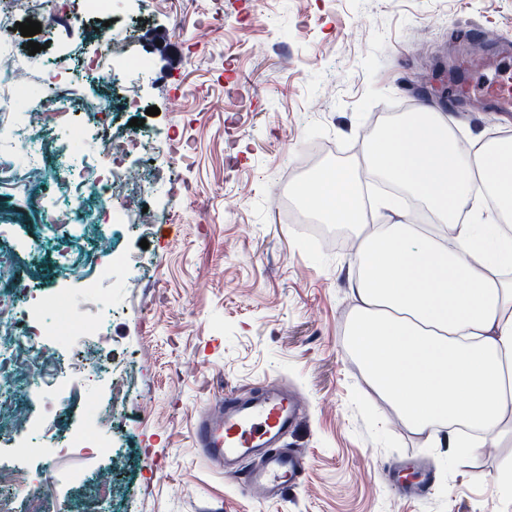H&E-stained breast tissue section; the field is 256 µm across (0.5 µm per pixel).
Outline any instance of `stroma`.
I'll list each match as a JSON object with an SVG mask.
<instances>
[{
	"mask_svg": "<svg viewBox=\"0 0 512 512\" xmlns=\"http://www.w3.org/2000/svg\"><path fill=\"white\" fill-rule=\"evenodd\" d=\"M65 2L79 24L66 40L42 29L33 55L18 29L31 12L11 9L10 52L28 61L29 96L46 95V64L76 63L102 35L123 30L144 67L113 85L78 79L74 99L112 104L114 135L131 133L136 117L141 134L172 133L185 146L161 160L151 152L126 160L161 221L114 229L113 247L129 262L100 281L103 304L86 308L98 335L54 337L43 343L50 367L34 356L24 363L64 383L65 400L48 436L0 428V466L38 473L15 490L17 503L36 496L45 512H83L108 483L106 512H512V488L500 479L512 447L471 453L448 446L447 432L427 437L402 424L345 346L358 303L353 257L308 235L295 221L297 201L281 210L272 197L321 167L362 162L375 122L404 105L449 113L470 142L512 131L495 110L465 111L454 93L424 92L418 81H493L487 66L456 65L472 27L512 52V0H114L101 15ZM204 13L219 26L200 47L190 37ZM154 28L182 53L178 79L159 70L142 39ZM125 86L140 97L136 113L115 107ZM152 106L159 115H146ZM0 249L12 260L6 279L84 306L82 278L59 265L40 225L8 212ZM271 381L301 405L284 443L308 463L297 488L265 499L211 462L194 431L226 395L251 396ZM108 409L111 456L78 469L53 454L84 416ZM410 457L436 467L425 497L385 478Z\"/></svg>",
	"mask_w": 512,
	"mask_h": 512,
	"instance_id": "35a3bbf8",
	"label": "stroma"
}]
</instances>
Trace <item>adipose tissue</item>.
Instances as JSON below:
<instances>
[{
  "mask_svg": "<svg viewBox=\"0 0 512 512\" xmlns=\"http://www.w3.org/2000/svg\"><path fill=\"white\" fill-rule=\"evenodd\" d=\"M364 162L433 221L369 223L348 166L294 186L320 223L349 226L356 239L349 349L412 433L466 424L477 435L456 447L512 446V134L468 147L446 113L426 107L391 116Z\"/></svg>",
  "mask_w": 512,
  "mask_h": 512,
  "instance_id": "1",
  "label": "adipose tissue"
}]
</instances>
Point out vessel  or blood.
<instances>
[{
    "label": "vessel or blood",
    "mask_w": 512,
    "mask_h": 512,
    "mask_svg": "<svg viewBox=\"0 0 512 512\" xmlns=\"http://www.w3.org/2000/svg\"><path fill=\"white\" fill-rule=\"evenodd\" d=\"M495 63L502 72L499 80L480 87L466 85L462 91L474 107L490 103L512 112V66L502 57ZM299 415L296 400L276 387L257 397L231 395L200 417L195 437L199 447L247 490L261 497H277L299 484L307 465L304 455L282 443ZM252 456L259 457V464L242 468V461Z\"/></svg>",
    "instance_id": "b4317fda"
}]
</instances>
